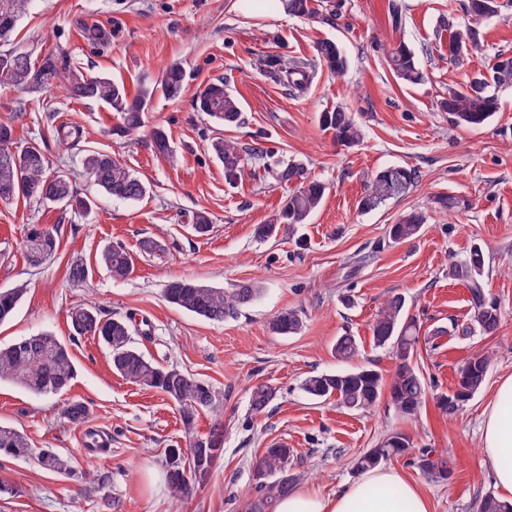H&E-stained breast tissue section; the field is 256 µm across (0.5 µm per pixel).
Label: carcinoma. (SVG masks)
<instances>
[{"label": "carcinoma", "instance_id": "cac0c4a2", "mask_svg": "<svg viewBox=\"0 0 512 512\" xmlns=\"http://www.w3.org/2000/svg\"><path fill=\"white\" fill-rule=\"evenodd\" d=\"M32 0H0V86L20 87L32 93H41L53 85L62 86L69 97L77 102L93 100L116 112L123 120L125 132L137 130L142 124V112L146 102L156 92L175 99L183 89L185 74L178 63L169 65L159 83L150 88H140L130 96L125 84L109 75H87L71 65L66 55L48 53L40 58L29 51L12 46L13 37L22 17ZM289 14L318 19L319 12L313 0H282ZM500 8L499 0H467L468 23L448 40L449 63L462 65L469 54H454V47L462 36L472 39L473 50L483 47L484 30L490 7ZM316 57L336 74L343 73L347 58L342 48L333 40L325 39L316 46ZM389 59L396 77L405 84H420L425 74L420 69L415 52L404 42L389 51ZM288 85L303 88L310 80L307 68L290 63L285 70ZM512 87V55L499 54L489 75L475 74L468 85L461 89L450 88L436 107L446 112L452 121L461 126L478 127L490 121L498 109L494 89ZM199 110L219 126L239 123L242 106L224 82L205 85L197 93ZM323 125L332 130L336 140L347 148L359 145L361 131L354 116L342 105L322 114ZM54 137L61 144H74L83 137V130L76 125H60ZM155 152L173 164L177 158L169 149L168 137L161 130L152 133ZM210 152L224 165V178L229 184L241 177L245 155L259 159L271 157L269 150L255 145L247 150L239 143L216 136L208 144ZM83 170L108 195L127 202H137L147 193L145 183L120 159L96 149H86L81 157ZM276 180L294 183L296 190L288 196L281 210L266 224L258 225L256 234L270 238L278 234L283 224H305L310 215L322 203L326 186L309 179L303 166L287 162L277 164ZM419 179L416 169L390 166L377 172L360 201V208L371 211L388 200L406 194ZM54 204L68 205L75 199L78 211L88 212L90 201L79 196L70 177L49 170L46 150L34 143L24 149L15 146L14 127L11 122H0V201L31 200L34 195ZM424 224V215L418 211L402 216L391 225L389 235L395 242L415 238ZM212 220L206 211L193 215L192 231L200 236L210 232ZM26 259L30 266L38 268L55 255L58 249L56 229L46 224H29L25 231ZM99 264L114 280H123L134 267L132 255L122 246L108 245L100 253ZM68 280L79 285L88 277V268L74 260L67 269ZM486 260L481 247L473 246L462 258L448 266V278L462 282L469 294L468 302L473 320L463 328L468 335L476 330L485 335L494 334L500 323L497 306L488 301L486 292ZM27 292V284L19 282L10 288L0 289V324L9 321ZM261 294V288L253 283H242L234 288H222L191 279L170 281L164 290L165 299L173 307L198 317L222 322L236 315L240 309L252 304ZM73 330L80 336L98 338L108 349L112 371L126 381L155 389L178 405L187 430H192L199 414L217 413L220 402L212 386L182 371L174 365L162 366L147 359L131 345L132 321L128 318H105L92 304H79L71 309ZM304 322L294 309L275 313L269 328L276 334L292 336L300 333ZM372 340L379 348H388L398 361L395 374L385 382L381 373L372 369H352L334 373H320L307 378L303 390L318 399L336 398V404L356 412L372 411L381 399L383 389H388L393 409L403 418L413 419L420 413L427 395L424 377L414 362L419 341L420 326L406 312L405 298L399 294L390 297L376 315L372 325ZM334 354L348 362L359 354V343L347 334L336 339ZM491 365V357L485 354L469 359L459 372L457 387L453 393L437 397V406L443 414L453 416L483 385ZM75 360L69 345L54 334L44 331L22 337L15 342L0 346V380H11L34 396H55L66 391L76 376ZM276 397L274 388L257 384L250 392L251 410L265 412ZM64 418L74 426L85 424L89 417L87 405L80 400L69 401L63 409ZM223 428L216 423L203 436H189L185 452L171 454L169 479L176 496L182 497L194 486L202 484L209 476L223 446ZM410 438L396 432L382 439L375 447L361 454L354 469L362 472L392 457L409 453ZM29 454L26 436L11 426L0 425V457L19 458ZM291 449L285 444H271L262 452L253 466L254 491L247 497L245 512H275L280 498L294 491L302 474L294 473L289 466ZM45 470L58 474L72 472L70 459L56 452L45 450L37 458ZM415 465L437 481H445L453 470V460L448 456L432 457V451L424 449L415 459ZM478 512H512V506L504 504L487 493L479 502Z\"/></svg>", "mask_w": 512, "mask_h": 512}]
</instances>
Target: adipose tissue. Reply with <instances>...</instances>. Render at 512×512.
Returning <instances> with one entry per match:
<instances>
[{
	"label": "adipose tissue",
	"instance_id": "ef3b65f1",
	"mask_svg": "<svg viewBox=\"0 0 512 512\" xmlns=\"http://www.w3.org/2000/svg\"><path fill=\"white\" fill-rule=\"evenodd\" d=\"M481 448L490 463L500 501L512 504V376L503 378L488 405ZM277 512H431L427 496L404 472L376 467L333 497L301 489L281 498Z\"/></svg>",
	"mask_w": 512,
	"mask_h": 512
}]
</instances>
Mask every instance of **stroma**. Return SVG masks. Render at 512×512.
Listing matches in <instances>:
<instances>
[{"instance_id": "35a3bbf8", "label": "stroma", "mask_w": 512, "mask_h": 512, "mask_svg": "<svg viewBox=\"0 0 512 512\" xmlns=\"http://www.w3.org/2000/svg\"><path fill=\"white\" fill-rule=\"evenodd\" d=\"M463 2L342 0L339 18L312 22L241 0H34L19 47L63 51L72 65L121 79L132 93L157 85L172 63L186 78L178 98L158 93L147 102L141 128L130 135L118 132L119 120L105 106L74 102L63 89L35 94L0 87V120L13 123L17 147L46 141L52 170L68 173L92 202L87 214L50 203H0V288L29 283L12 319L0 326V344L48 331L68 343L77 367L60 396L37 397L0 381V424L24 433L32 450L0 459V480L14 488L0 495V512H243L255 459L275 442L292 448L290 465L305 474L300 488L333 495L355 479L356 457L394 432L406 434L413 450L429 448L456 462L450 478L437 481L411 458L388 459L426 494L431 512H477L494 489L480 448L482 414L500 379L512 375V87L499 90L498 112L476 129L452 124L436 101L474 72H489L498 54H512V0H501L482 50L458 68L448 62V39L463 25ZM393 3L402 11L398 29L389 16ZM87 24L110 29V41L88 44L81 35ZM324 39L343 49L344 74L317 64L315 47ZM395 39L415 50L422 84L402 83L393 73L388 52ZM291 61L312 67L304 90L275 76L278 65ZM218 79L242 103L240 124L222 130L195 106L198 91ZM340 104L362 130L351 149L320 121ZM62 124L82 128L80 146L54 142ZM157 129L166 133L176 165L154 153ZM217 135L243 146L263 141L277 160L303 164L324 183V200L308 223L258 238L257 225L277 214L294 187L251 160L236 184L225 183L223 165L207 149ZM84 147L119 156L146 184L145 197L130 203L100 191L81 172ZM390 166L417 169V184L378 209L360 210L371 176ZM448 194L464 200L465 209L452 216L440 209L437 197ZM201 209L213 221L204 236L189 228ZM411 211L426 217L419 236L393 242L390 225ZM30 224L58 228L55 257L36 269L24 256ZM147 236L163 240L164 250L141 254L138 243ZM108 243L134 258L125 280H112L98 264ZM476 244L486 254L487 297L500 312L490 336L462 334L472 316L468 291L448 278L449 265ZM77 258L89 270L78 286L66 275ZM177 278L224 288L252 282L261 295L235 317L212 322L167 303L164 289ZM395 294L421 324L414 361L429 399L418 417L402 419L385 397L369 413L311 399L302 389L307 377L346 369L333 352L345 333L360 345L355 366L392 376L397 361L374 346L370 326ZM87 302L107 317L147 320L149 332L133 333L134 346L208 382L223 400V453L191 495L175 496L167 481L169 449L187 444L177 406L114 374L104 344L74 332L68 312ZM284 309L302 312L299 334L270 330V317ZM476 353L493 357L485 384L454 416L443 415L435 398L454 390L460 366ZM258 383L277 391L262 415L250 408ZM74 399L90 408L85 426L61 417ZM90 431L109 440L99 453L84 446ZM45 449L71 457L73 473L42 470L35 455ZM96 474L107 479L103 490L89 487Z\"/></svg>"}]
</instances>
